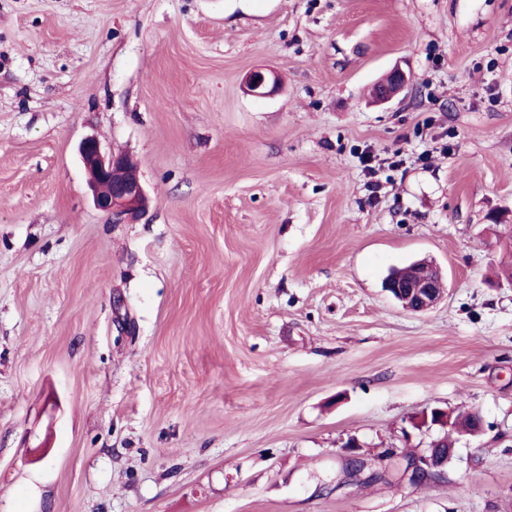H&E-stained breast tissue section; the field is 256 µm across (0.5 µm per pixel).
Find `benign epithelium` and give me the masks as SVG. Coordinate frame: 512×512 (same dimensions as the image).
Listing matches in <instances>:
<instances>
[{"instance_id": "1", "label": "benign epithelium", "mask_w": 512, "mask_h": 512, "mask_svg": "<svg viewBox=\"0 0 512 512\" xmlns=\"http://www.w3.org/2000/svg\"><path fill=\"white\" fill-rule=\"evenodd\" d=\"M410 84V76L394 68L381 82L374 102L390 101ZM247 91L257 97L271 96L279 91L277 76L254 70L245 77ZM79 154L88 174V183L96 209L112 216V222L125 224L140 218L148 208L149 198L138 170L127 156L105 151L101 143L88 138L79 145ZM387 290L411 312H424L443 298L444 285L440 272L427 264H414L386 281ZM436 469V456L431 452L411 463L403 472L405 478H417Z\"/></svg>"}]
</instances>
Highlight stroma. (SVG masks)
Returning <instances> with one entry per match:
<instances>
[{
    "label": "stroma",
    "instance_id": "obj_1",
    "mask_svg": "<svg viewBox=\"0 0 512 512\" xmlns=\"http://www.w3.org/2000/svg\"><path fill=\"white\" fill-rule=\"evenodd\" d=\"M507 264L512 0H0V512H512ZM431 406L488 424L441 481L336 489ZM410 84V76L400 67H395L381 82L374 95V102L383 104L390 101ZM270 78L262 70H254L245 77V87L247 91L257 97L271 96L279 91L277 76L270 72ZM79 154L89 176L96 209L112 215L116 224H128L146 212L148 195L137 167L127 156L106 152L94 138L80 143ZM403 270L405 271L401 274L386 281V288L404 309L424 312L439 303L445 289L441 274L436 268L412 263L398 271Z\"/></svg>",
    "mask_w": 512,
    "mask_h": 512
}]
</instances>
